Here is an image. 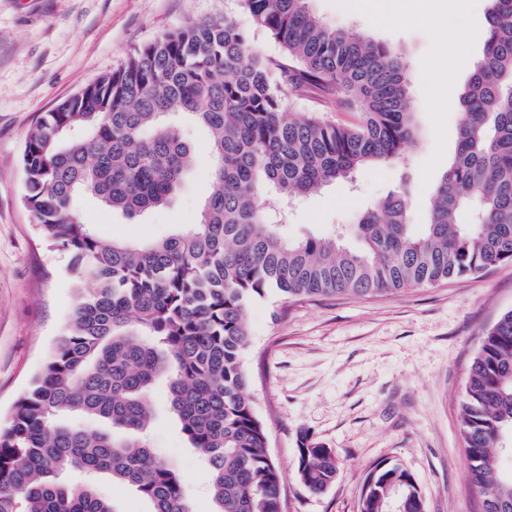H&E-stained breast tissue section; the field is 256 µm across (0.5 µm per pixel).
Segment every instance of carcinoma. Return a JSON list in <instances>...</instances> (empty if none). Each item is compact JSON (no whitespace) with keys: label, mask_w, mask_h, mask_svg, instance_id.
<instances>
[{"label":"carcinoma","mask_w":512,"mask_h":512,"mask_svg":"<svg viewBox=\"0 0 512 512\" xmlns=\"http://www.w3.org/2000/svg\"><path fill=\"white\" fill-rule=\"evenodd\" d=\"M310 0H238L231 13L133 49L29 132L24 201L48 246L69 254L79 289L69 329L0 427V512H115L88 479L133 487L152 512H194L179 468L141 438L156 382L206 466L212 512H282L285 472L267 451L243 366L247 307L275 289L302 297L393 295L512 264V0H489L481 58L459 101L456 149L426 223L411 180L366 208L348 247L284 234L271 210L407 158L417 141L404 52L330 26ZM276 42L265 56L254 33ZM313 103L290 117L284 94ZM328 112H349L350 123ZM208 138L210 192L199 221L157 241L103 240L72 208L92 198L128 218L166 207L196 166L182 124ZM104 422L90 433L73 420ZM465 478L483 512H512L497 449L512 437V310L484 334L460 402ZM340 474L335 450L302 432L295 475L313 494ZM425 512L416 478L377 464L358 512Z\"/></svg>","instance_id":"cac0c4a2"}]
</instances>
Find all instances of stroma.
Instances as JSON below:
<instances>
[{"mask_svg": "<svg viewBox=\"0 0 512 512\" xmlns=\"http://www.w3.org/2000/svg\"><path fill=\"white\" fill-rule=\"evenodd\" d=\"M342 0H311L323 21L357 22L376 39L402 48L422 138L408 162L360 171L296 200L288 234L333 235L355 245L358 214L412 175L410 209L422 223L437 175L456 146L458 102L439 106L446 76L437 65L442 31L422 17L387 27L369 10ZM488 0H468L470 28L455 86L469 80L485 38ZM249 26L237 0H0V424L38 376L71 321L77 277L66 253L42 244L24 203L20 163L25 139L58 101L111 72L139 46L163 33L224 13ZM197 169L174 202L132 223L81 197L76 207L103 238L153 240L196 223L209 183L205 137L194 143ZM512 310V265L389 296L319 297L283 305L276 292L247 310L251 342L243 364L267 449L286 474L283 512H357L362 481L376 463L401 465L416 477L427 512H482L466 482L458 430L466 373L486 329ZM146 435L151 448L177 464L195 512H212L204 467L181 436L163 389ZM336 450L342 473L327 492L310 494L294 476L299 433Z\"/></svg>", "mask_w": 512, "mask_h": 512, "instance_id": "35a3bbf8", "label": "stroma"}]
</instances>
